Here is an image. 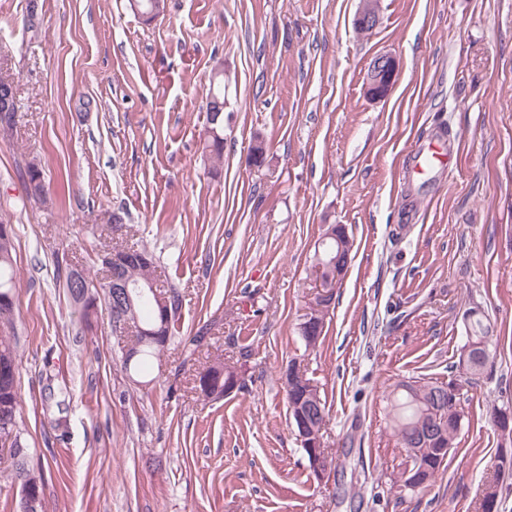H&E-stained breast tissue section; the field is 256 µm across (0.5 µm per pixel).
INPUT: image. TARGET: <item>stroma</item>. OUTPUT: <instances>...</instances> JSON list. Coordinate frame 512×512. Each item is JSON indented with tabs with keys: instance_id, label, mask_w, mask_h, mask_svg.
I'll list each match as a JSON object with an SVG mask.
<instances>
[{
	"instance_id": "35a3bbf8",
	"label": "stroma",
	"mask_w": 512,
	"mask_h": 512,
	"mask_svg": "<svg viewBox=\"0 0 512 512\" xmlns=\"http://www.w3.org/2000/svg\"><path fill=\"white\" fill-rule=\"evenodd\" d=\"M0 0V74L17 122L0 130V217L15 232L21 443L46 512H476L498 481L493 408L512 405V0H167L151 23L128 0ZM381 54L390 93L366 91ZM224 67V160L202 153L210 75ZM268 163H249L253 138ZM448 144L418 177L413 150ZM43 171L45 200L20 172ZM154 251L184 301L180 336L147 371L122 365L105 306L90 322L56 256L100 277L112 212ZM354 240L326 318L305 348L325 225ZM493 328L466 386L458 444L426 490L397 489L407 458L384 395L447 380L463 313ZM223 357L241 390L207 400L198 372ZM297 361L328 405L331 472H310L280 369ZM67 416L65 435L52 418ZM398 74L396 59L390 55L376 57L367 77V93L371 98L385 97L394 85Z\"/></svg>"
}]
</instances>
